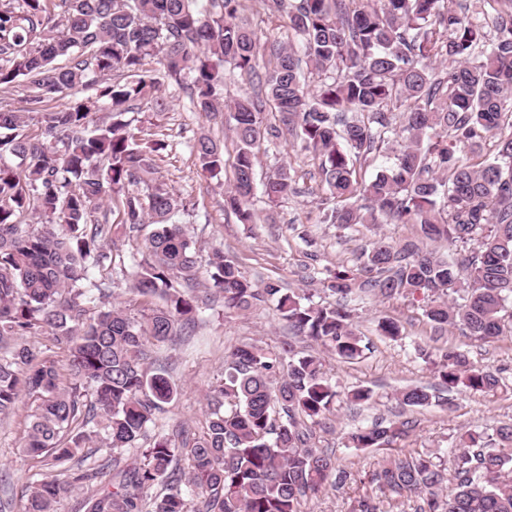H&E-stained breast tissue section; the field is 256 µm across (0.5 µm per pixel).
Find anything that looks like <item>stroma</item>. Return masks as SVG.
<instances>
[{"mask_svg":"<svg viewBox=\"0 0 512 512\" xmlns=\"http://www.w3.org/2000/svg\"><path fill=\"white\" fill-rule=\"evenodd\" d=\"M162 90L167 102L165 109L144 101L127 118L142 145L155 140L165 143L156 177L180 200L177 221L186 227L201 259H209L214 250H221L253 284L261 287L275 281L286 289L303 290L314 301L321 302L331 300L332 294L320 279L314 278V270L333 271L338 266L351 265L356 250L368 245L375 235L382 234L396 242L414 236L415 227L411 224H380L370 228L356 225L344 230L317 223L318 207L324 197L318 178L319 162L285 142L275 148L264 144L257 148V178L265 180L281 165L291 164L300 194L273 208L256 202L257 223H240L233 212L224 208L223 186L201 171L191 151L195 140L203 135L220 142L224 146V173L232 175L235 146L228 114L212 118L194 111L188 96L171 80H164ZM113 236L119 249L113 254L111 267L89 269L88 275L96 280L104 276L112 279V295L102 300V308L119 306L135 315L139 308L128 290L132 242L118 230ZM424 306V300L402 296L366 301L357 309L355 321L359 331L372 342V352L350 362L325 356L324 368L338 397L331 426L318 431L316 442L319 447L333 449L337 468L350 472L352 478L309 500L305 512H355L354 506L362 493L360 480L372 473L383 456L379 450L349 447L347 434L355 426L369 424L377 417L389 419L404 413L418 419L420 425L401 440V447L426 452L448 448L464 429L512 422V335L474 342L452 329L437 339L423 314ZM385 316L400 322L402 339L393 341L378 336L376 320ZM242 341L275 350L287 342L299 350L308 346L306 339L289 330L273 304H262L241 314L225 309L223 301H216L202 314L190 344H167L162 348L178 394L166 412L158 416L156 431L171 435L182 427L192 437L202 433L206 423L205 398L224 376V350ZM419 343L433 351L453 348L468 352L477 366L501 377V388L493 396L461 391L449 394L443 405L400 409L397 392L408 386L436 382L431 365L415 349ZM356 387L371 389L374 398L370 405L354 411L346 404L344 395ZM30 407V401H22L14 414L0 420V497L12 498L14 512H22L31 482L48 472L46 466L26 456L20 448Z\"/></svg>","mask_w":512,"mask_h":512,"instance_id":"35a3bbf8","label":"stroma"}]
</instances>
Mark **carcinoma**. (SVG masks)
<instances>
[{"mask_svg":"<svg viewBox=\"0 0 512 512\" xmlns=\"http://www.w3.org/2000/svg\"><path fill=\"white\" fill-rule=\"evenodd\" d=\"M483 2L489 40L454 0H267L268 18L288 19L286 45L261 41L241 17L243 0H62L58 20L45 0L0 7V60L8 62L0 87L24 83L29 111L40 115L32 133L22 113L0 107V158L24 163L19 172L0 162V417L24 395L36 402L24 450L57 467L32 483L24 512H54L79 487L87 488L86 512H302L308 498L350 477L314 439L337 397L320 353L355 360L371 350L353 324L352 301L422 294L436 335L458 328L485 342L512 333V0ZM151 60L197 111L229 114L234 179L224 207L240 223L256 220V145L275 147L286 132L298 151L320 159L327 196L319 223L416 226L414 239L379 236L355 267L327 273L333 303L271 282L259 288L213 252L209 277L225 308L271 301L311 349L232 346L224 382L207 398L206 431L180 446L149 434L177 394L164 367L151 366L152 348L190 338L211 298L176 286L195 281L197 251L173 222L177 199L155 179L157 148H139L124 119L137 102L162 100ZM236 75L257 78L260 91L226 103L221 94ZM79 88L93 93L63 110L44 108ZM271 105L281 129L260 120ZM95 112L108 121L91 129ZM488 138L493 151L483 155ZM192 150L203 171L224 170V148L212 139ZM383 151L393 164L363 178L357 164ZM114 193L129 231L156 226L131 254L130 292L144 301L138 318L116 307L90 314L110 283H84L89 268L112 264V225L97 213ZM297 193L286 167L262 182L270 205ZM442 241L447 255L428 248ZM377 331L403 336L390 317ZM43 335L64 358L27 341ZM417 351L438 383L402 390L403 407L501 388L500 376L465 352L435 359ZM372 398L367 388L346 393L354 407ZM97 417L109 454L131 450L129 464L85 465L86 426ZM416 427L411 418H378L348 433L353 448H391L357 512L413 497L415 512H512V423L461 433L451 477L444 455L392 447Z\"/></svg>","mask_w":512,"mask_h":512,"instance_id":"carcinoma-1","label":"carcinoma"}]
</instances>
